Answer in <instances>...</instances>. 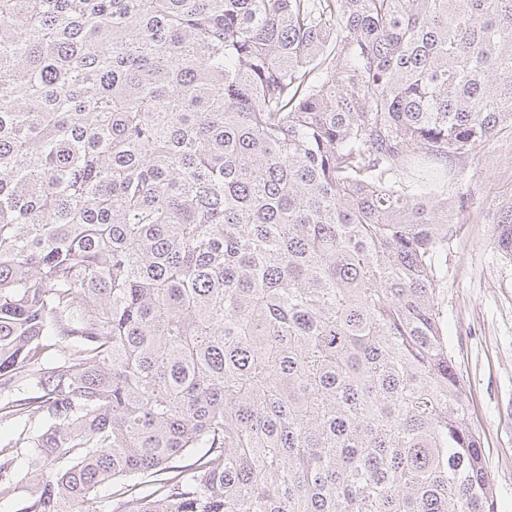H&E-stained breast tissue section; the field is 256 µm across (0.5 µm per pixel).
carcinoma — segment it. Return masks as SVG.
<instances>
[{"mask_svg":"<svg viewBox=\"0 0 512 512\" xmlns=\"http://www.w3.org/2000/svg\"><path fill=\"white\" fill-rule=\"evenodd\" d=\"M504 134L512 0H0V493L494 512L435 165Z\"/></svg>","mask_w":512,"mask_h":512,"instance_id":"cac0c4a2","label":"carcinoma"}]
</instances>
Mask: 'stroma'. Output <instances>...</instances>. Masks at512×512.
<instances>
[{
	"label": "stroma",
	"mask_w": 512,
	"mask_h": 512,
	"mask_svg": "<svg viewBox=\"0 0 512 512\" xmlns=\"http://www.w3.org/2000/svg\"><path fill=\"white\" fill-rule=\"evenodd\" d=\"M452 238L437 305L448 349L467 387L483 441L496 512H512V259L495 244L502 201L512 198V139L447 162Z\"/></svg>",
	"instance_id": "obj_1"
}]
</instances>
